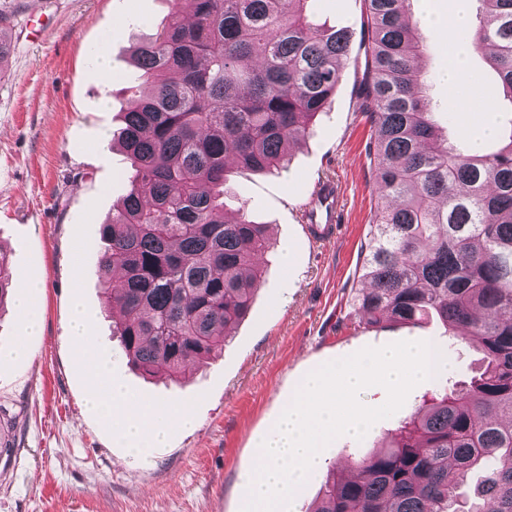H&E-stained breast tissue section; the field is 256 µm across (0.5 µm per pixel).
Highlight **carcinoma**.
Returning a JSON list of instances; mask_svg holds the SVG:
<instances>
[{"instance_id":"1","label":"carcinoma","mask_w":512,"mask_h":512,"mask_svg":"<svg viewBox=\"0 0 512 512\" xmlns=\"http://www.w3.org/2000/svg\"><path fill=\"white\" fill-rule=\"evenodd\" d=\"M313 0H175L137 43L119 141L128 188L99 225L98 273L129 365L174 377L224 349L264 281L267 226L232 174L287 168L330 106L345 28ZM360 111L378 194L353 316H436L476 344L482 372L442 385L382 449L326 477L314 512H512V132L495 152L448 144L418 66L411 0H363ZM474 51L512 101V0H477ZM0 251V304L9 292ZM481 472L460 505V483Z\"/></svg>"}]
</instances>
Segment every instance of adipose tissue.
<instances>
[{"mask_svg":"<svg viewBox=\"0 0 512 512\" xmlns=\"http://www.w3.org/2000/svg\"><path fill=\"white\" fill-rule=\"evenodd\" d=\"M444 43L454 49L451 65L445 75L451 89H459L468 78L467 58L473 38V29L466 14L433 16L429 19ZM71 337L83 354L94 379L85 395V403L112 423L117 434L132 445L135 453L146 452L164 440L167 424L182 428L192 427L194 418L190 408L169 403L156 405L144 402L112 383L109 367L89 334L87 318L81 306H73Z\"/></svg>","mask_w":512,"mask_h":512,"instance_id":"1","label":"adipose tissue"}]
</instances>
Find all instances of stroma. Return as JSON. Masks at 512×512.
Returning a JSON list of instances; mask_svg holds the SVG:
<instances>
[{"label": "stroma", "mask_w": 512, "mask_h": 512, "mask_svg": "<svg viewBox=\"0 0 512 512\" xmlns=\"http://www.w3.org/2000/svg\"><path fill=\"white\" fill-rule=\"evenodd\" d=\"M30 0H0L11 35L0 72V249L9 259L14 294L41 283L33 311L39 335L22 338L12 307L0 310V348L22 354L0 367V512H241L257 441L272 427L308 373L366 347L427 341L449 346V368L464 381L482 366L476 347L449 344L438 320L352 323L360 288L361 249L380 204L366 145L374 129L359 112L363 66L355 54L341 65L327 112L291 149L278 175H237L233 188L252 220L271 225L277 245L266 283L249 314L213 360L189 368L178 382L127 365L98 278V229L126 192L130 164L112 135L137 72L131 49L153 35L169 0H41L43 17L28 20ZM363 0H314L315 21L363 35ZM420 62L436 123L460 145L480 129L466 104L448 101L451 57L425 18ZM107 51V72L97 53ZM343 190L342 229L328 244L311 240L302 210L317 183ZM81 300L90 334L112 363V375L135 396L188 406L196 426L170 428L162 446L133 453L110 424L87 408L91 384L71 339L70 312ZM418 384L403 407L376 422L363 439L340 436L324 450L337 475L394 435L438 390Z\"/></svg>", "instance_id": "1"}]
</instances>
